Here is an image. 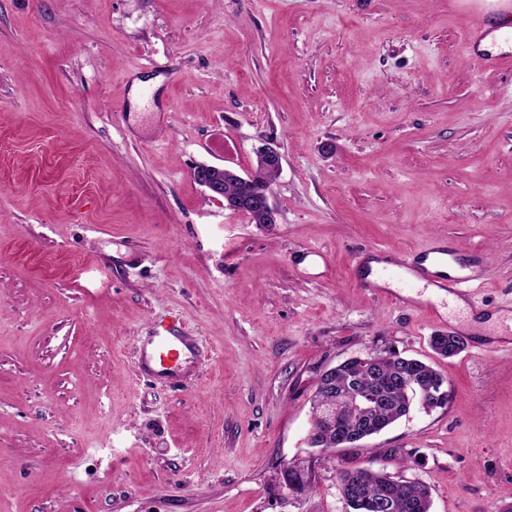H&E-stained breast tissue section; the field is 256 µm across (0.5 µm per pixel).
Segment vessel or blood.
<instances>
[{
	"mask_svg": "<svg viewBox=\"0 0 512 512\" xmlns=\"http://www.w3.org/2000/svg\"><path fill=\"white\" fill-rule=\"evenodd\" d=\"M502 13L485 17L484 24L467 32V51L470 59L479 66H504L512 63V56H489L479 53L477 43L485 28H500ZM360 287L372 288L396 302H403L414 295L430 292L439 296L469 299L475 283L488 279L484 261L468 256L447 245H435L412 252L394 266H371L363 263L356 268ZM198 346L196 338L188 336L181 324L156 322L152 334L141 344L137 365L140 372L159 381L181 378L182 359L193 355Z\"/></svg>",
	"mask_w": 512,
	"mask_h": 512,
	"instance_id": "obj_1",
	"label": "vessel or blood"
}]
</instances>
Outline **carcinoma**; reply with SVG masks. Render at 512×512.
<instances>
[{"label": "carcinoma", "instance_id": "obj_1", "mask_svg": "<svg viewBox=\"0 0 512 512\" xmlns=\"http://www.w3.org/2000/svg\"><path fill=\"white\" fill-rule=\"evenodd\" d=\"M277 179L276 169L256 165L249 180L224 174V203L233 211L252 215L251 204L257 193L271 189ZM457 336L438 333L430 342L439 356H448V348H457ZM316 405L336 406V423L318 434V443L326 448L339 436L368 437L378 434L415 406L425 411L448 404V380L427 363L397 352H376L362 364L347 359L316 380ZM342 499L352 512H377L375 502L390 497L392 512H430L431 491L419 481H408L382 469L358 468L343 471L338 477Z\"/></svg>", "mask_w": 512, "mask_h": 512}]
</instances>
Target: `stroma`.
I'll return each instance as SVG.
<instances>
[{
	"instance_id": "35a3bbf8",
	"label": "stroma",
	"mask_w": 512,
	"mask_h": 512,
	"mask_svg": "<svg viewBox=\"0 0 512 512\" xmlns=\"http://www.w3.org/2000/svg\"><path fill=\"white\" fill-rule=\"evenodd\" d=\"M480 15L0 0V512H345L339 474L373 461L428 485L431 512H512V346L481 347L512 326H469L442 358L447 304L353 279L371 248L444 242L487 261L471 304L512 317V69L468 61ZM267 139L276 221L254 224L192 169L251 173ZM172 317L199 351L162 384L136 351ZM374 348L441 372L447 405L307 447L317 376ZM289 461L306 491L276 481Z\"/></svg>"
}]
</instances>
